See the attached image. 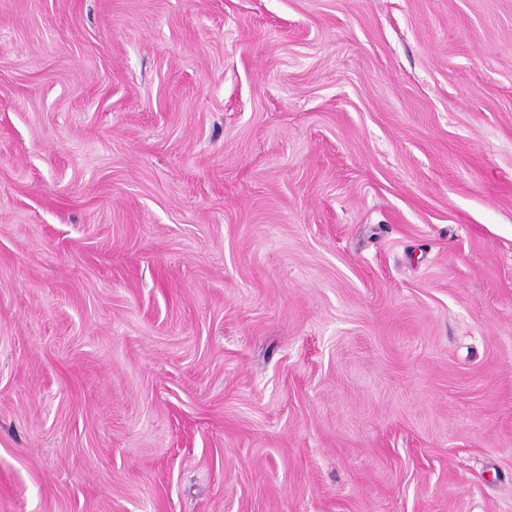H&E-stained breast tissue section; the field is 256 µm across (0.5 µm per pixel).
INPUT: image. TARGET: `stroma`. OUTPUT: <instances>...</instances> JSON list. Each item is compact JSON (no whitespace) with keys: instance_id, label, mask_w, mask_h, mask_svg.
I'll return each mask as SVG.
<instances>
[{"instance_id":"obj_1","label":"stroma","mask_w":512,"mask_h":512,"mask_svg":"<svg viewBox=\"0 0 512 512\" xmlns=\"http://www.w3.org/2000/svg\"><path fill=\"white\" fill-rule=\"evenodd\" d=\"M0 512H512V0H0Z\"/></svg>"}]
</instances>
